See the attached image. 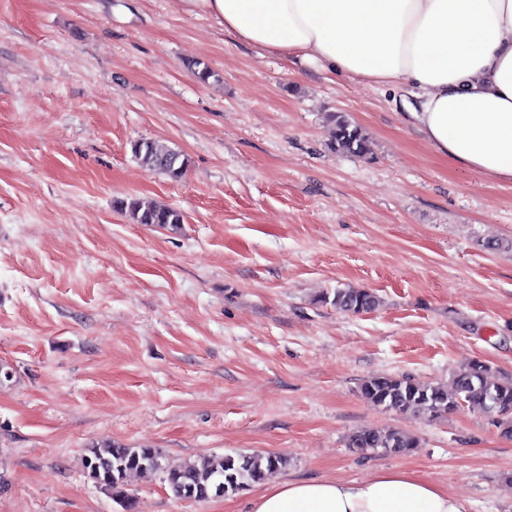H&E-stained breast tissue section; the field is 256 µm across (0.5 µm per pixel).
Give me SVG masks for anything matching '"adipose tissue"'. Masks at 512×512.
Here are the masks:
<instances>
[{"instance_id":"adipose-tissue-1","label":"adipose tissue","mask_w":512,"mask_h":512,"mask_svg":"<svg viewBox=\"0 0 512 512\" xmlns=\"http://www.w3.org/2000/svg\"><path fill=\"white\" fill-rule=\"evenodd\" d=\"M238 41L379 87L438 154L512 183V0H182ZM251 512H470L405 468L267 483Z\"/></svg>"}]
</instances>
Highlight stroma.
<instances>
[{
  "label": "stroma",
  "instance_id": "stroma-1",
  "mask_svg": "<svg viewBox=\"0 0 512 512\" xmlns=\"http://www.w3.org/2000/svg\"><path fill=\"white\" fill-rule=\"evenodd\" d=\"M327 112L370 153H336ZM141 139L185 153L186 177L141 168ZM125 197L184 222L131 223ZM491 239L512 240V184L438 155L392 91L241 43L179 0H0V512H121L82 465L102 439L169 464L270 451L281 480L403 467L470 512H512V439L480 410L429 421L359 393L380 375L446 384L474 359L512 379V252ZM344 286L380 307L316 303ZM362 426L420 446L352 453ZM128 484L135 512H248L255 495Z\"/></svg>",
  "mask_w": 512,
  "mask_h": 512
}]
</instances>
